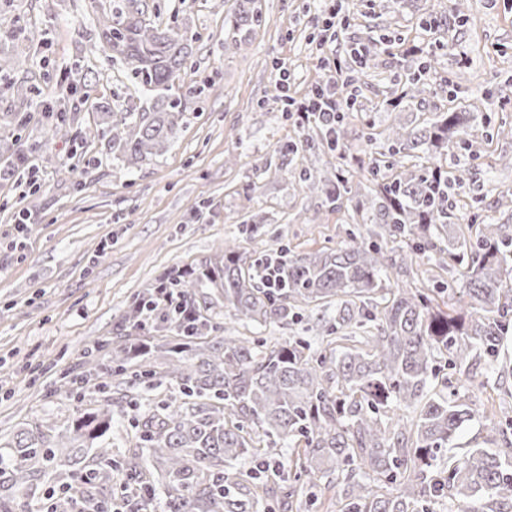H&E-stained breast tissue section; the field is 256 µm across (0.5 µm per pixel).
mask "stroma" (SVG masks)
Masks as SVG:
<instances>
[{
	"mask_svg": "<svg viewBox=\"0 0 512 512\" xmlns=\"http://www.w3.org/2000/svg\"><path fill=\"white\" fill-rule=\"evenodd\" d=\"M457 0H344L349 16L331 48L345 56L394 30L426 36L437 76L424 111H384L404 60L379 49L363 90L364 111L349 113L343 151H329L316 126L299 129L278 111L277 66L287 67L290 94L302 97L324 78L321 34L312 18L318 0H256L261 26L232 33L224 18L235 0H147L152 20L194 35L185 68L187 123L162 154L137 165L113 157L101 111L129 112L149 90L119 61L95 53L97 22L87 0H0V113L21 126L0 129V163L20 155L33 172L0 181V433L44 418L70 419L85 403L60 378L84 350L111 336L137 295L171 268L212 257L224 239L252 258L287 249L303 255L340 245L356 225L353 206L330 209L316 182L334 178L351 158L369 160L394 120L411 126L449 105L457 85L475 114L468 134L448 150L449 168L464 179L454 201L463 217L500 223L512 215V0H467V24L447 34H422L426 13L448 15ZM24 69H13L17 59ZM92 76L67 104L75 121L68 137L49 139L45 113L63 75ZM26 96H19L17 86ZM302 141L296 154L284 145ZM452 274L427 256L394 276L405 288H443ZM336 319L335 305L302 319L254 326L268 342L305 337L320 349ZM479 390L465 393L474 417L458 446L483 438L487 426L512 419V349L506 360L477 364Z\"/></svg>",
	"mask_w": 512,
	"mask_h": 512,
	"instance_id": "35a3bbf8",
	"label": "stroma"
}]
</instances>
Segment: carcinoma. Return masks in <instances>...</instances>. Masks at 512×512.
Returning <instances> with one entry per match:
<instances>
[{
    "mask_svg": "<svg viewBox=\"0 0 512 512\" xmlns=\"http://www.w3.org/2000/svg\"><path fill=\"white\" fill-rule=\"evenodd\" d=\"M98 50L126 64L153 92L135 112L104 113L103 134L112 155L136 165L177 138L187 102L174 93L193 39L148 16L147 0H90ZM224 23L239 31L261 25L259 12L238 8ZM376 47L346 59L361 74L375 67ZM432 58L404 65L398 91L383 102L396 111L415 109L432 86ZM474 113L450 106L422 127L388 128V152L372 157L357 174L373 188L355 197V211L371 214L375 237L349 232L334 248L277 256L278 284H262L258 268L239 245L224 241L219 253L194 268H173V281L192 320L166 312L155 333L139 324L141 305L127 311L113 332L85 357L80 377L105 392L116 377L130 383L169 379L179 396L135 414L133 447L112 456V415L137 406L130 396L108 399L59 425L43 420L0 439V512H17L15 498L35 479L56 471L57 490L72 488L77 502L112 501V472L119 467L139 488L128 512H274L290 502L297 483L317 499V477L339 472L343 512H426L447 497L464 512H512V441L508 426L491 428L483 445L448 458L435 469L436 452L453 445L473 418L458 387L431 392L437 357L475 381L473 366L496 361L512 334V234L500 224L456 230L453 190L462 175L441 163ZM327 147L344 145L342 120L321 131ZM419 151L428 166L398 164L395 156ZM354 174L340 169L321 187L325 204L339 209L352 193ZM448 256L468 298L464 313L442 308L437 288H386L383 276L397 267L389 243L412 254L436 247ZM336 304V322L323 351L303 339L268 344L254 336H225L216 318L225 309L244 324L286 323L310 304ZM414 408L408 426L387 416L391 405ZM293 443L288 463L271 461L269 449ZM248 463L250 468L238 469ZM294 472L293 483L281 470ZM371 474L394 486L380 493L363 481Z\"/></svg>",
    "mask_w": 512,
    "mask_h": 512,
    "instance_id": "carcinoma-1",
    "label": "carcinoma"
}]
</instances>
